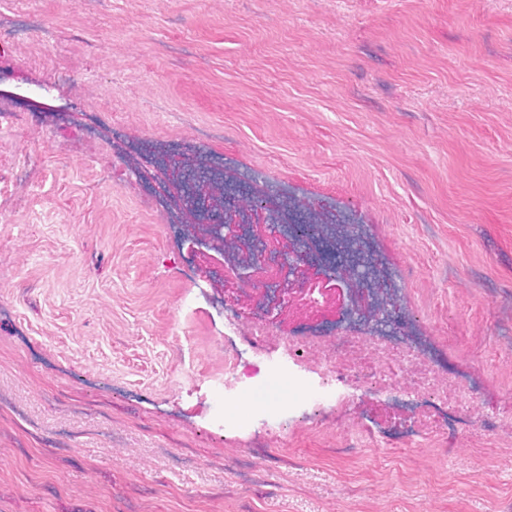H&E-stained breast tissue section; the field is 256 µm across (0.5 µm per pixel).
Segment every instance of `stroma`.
<instances>
[{
	"label": "stroma",
	"instance_id": "1",
	"mask_svg": "<svg viewBox=\"0 0 512 512\" xmlns=\"http://www.w3.org/2000/svg\"><path fill=\"white\" fill-rule=\"evenodd\" d=\"M26 97L96 132L0 129V188L29 177L0 200V512H512L508 425L450 447L423 408L417 441L351 448L386 426L358 392L228 437L224 318L196 297L248 268L186 261L221 217L269 252L311 212L363 225L415 333L512 406V0H0V99ZM205 175L223 215L179 203ZM254 196L294 223L269 235ZM347 266L288 288L346 322Z\"/></svg>",
	"mask_w": 512,
	"mask_h": 512
}]
</instances>
